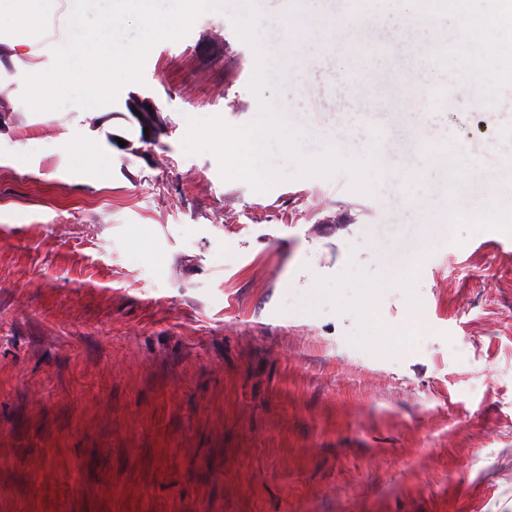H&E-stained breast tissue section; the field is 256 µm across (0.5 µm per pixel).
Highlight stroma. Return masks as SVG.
Segmentation results:
<instances>
[{
    "mask_svg": "<svg viewBox=\"0 0 512 512\" xmlns=\"http://www.w3.org/2000/svg\"><path fill=\"white\" fill-rule=\"evenodd\" d=\"M403 7L379 0L358 59L319 28L287 47L283 14L323 0H226L113 104L44 113L24 77L66 2L24 36L0 16V512H512V215L447 217L425 155L480 150L512 194V78L477 109L456 61L407 55L454 18L402 30ZM433 86L446 105L419 110ZM132 94L173 126L146 159L110 141ZM363 101L389 141L367 191ZM257 125L261 186L206 145ZM392 253L421 256L407 285Z\"/></svg>",
    "mask_w": 512,
    "mask_h": 512,
    "instance_id": "stroma-1",
    "label": "stroma"
}]
</instances>
